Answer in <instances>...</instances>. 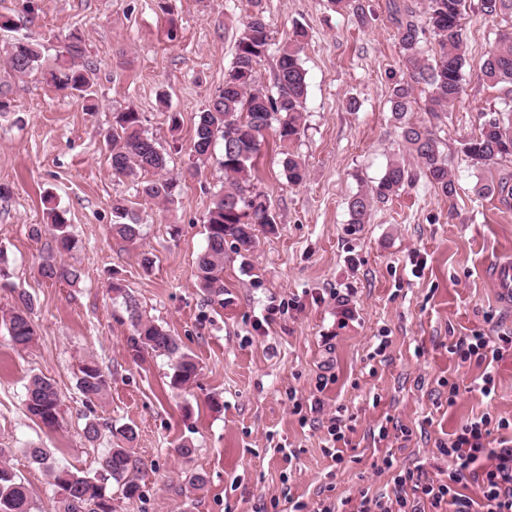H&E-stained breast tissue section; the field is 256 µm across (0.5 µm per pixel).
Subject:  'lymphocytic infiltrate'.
I'll return each mask as SVG.
<instances>
[{"instance_id":"1","label":"lymphocytic infiltrate","mask_w":512,"mask_h":512,"mask_svg":"<svg viewBox=\"0 0 512 512\" xmlns=\"http://www.w3.org/2000/svg\"><path fill=\"white\" fill-rule=\"evenodd\" d=\"M512 348V336L495 338L475 332L459 337L449 348L460 363L499 359ZM440 456L451 459L445 478L429 476L423 465H396L385 459L394 473L392 498L361 492L356 512H512V421L485 412L466 421L452 437L436 444ZM476 482L481 500L461 489Z\"/></svg>"}]
</instances>
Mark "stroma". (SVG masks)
<instances>
[{"instance_id": "35a3bbf8", "label": "stroma", "mask_w": 512, "mask_h": 512, "mask_svg": "<svg viewBox=\"0 0 512 512\" xmlns=\"http://www.w3.org/2000/svg\"><path fill=\"white\" fill-rule=\"evenodd\" d=\"M361 2L359 15L330 0H264L273 48L257 76L266 91L274 89L276 44L305 33V129L292 150L307 175L301 185L288 184L279 144L267 133L257 186L277 229L259 231L247 258L225 253L219 305L197 288L195 273L206 246L204 217L224 187L222 149L198 159L192 138L233 62L247 0H41L24 31L43 44L46 66L75 33L95 69L84 99L47 85L41 73L17 79L0 65V96L11 106L0 115V184L10 188L0 199V266L10 282L0 288V310L27 292L36 328L20 350L0 327V448L12 449V467L42 504L52 487L26 449L56 450L59 464L92 474L106 450L122 444L127 426L136 431L143 496L125 499L108 482L116 512H289L290 500L314 503L326 486L333 499L355 502L364 489L393 493L385 456L432 474L449 465L436 440L485 411L512 420V350L487 368L496 380L490 400L475 385L487 369L458 364L448 352L474 330L491 337L512 331V311L489 277L496 260L512 258V163L476 172L462 152L484 120L507 109L503 91L480 78L504 24L483 15L480 0H467L463 100L432 121L422 109L429 86L415 88L411 118L431 121L456 194L417 178L355 229L350 198L376 184L401 146L389 97L406 74L391 0ZM129 108L171 156L169 173L181 180L172 206L112 176L103 136L114 113ZM480 181L506 190L478 196ZM47 191L67 211L78 241L63 257L80 275L73 286L38 273L47 241L30 229L44 221ZM116 198L142 218L136 245L110 233ZM415 252L426 262L417 277L408 267ZM145 254L152 268L142 267ZM116 282L193 355L199 374L189 386H170L168 358L132 350ZM381 336L389 346L377 356ZM90 357L111 384L103 400L88 405L75 373ZM36 375L51 378L61 396L58 429L26 411V387ZM450 381L459 386L453 402ZM295 398L352 416L342 463L326 456L327 429L314 414L292 413ZM91 419L101 432L92 444L82 436ZM381 425L390 439L373 438ZM403 427L411 432L405 440L397 437ZM185 441L193 449L187 457L176 452ZM197 474L206 479L200 490L189 483Z\"/></svg>"}]
</instances>
